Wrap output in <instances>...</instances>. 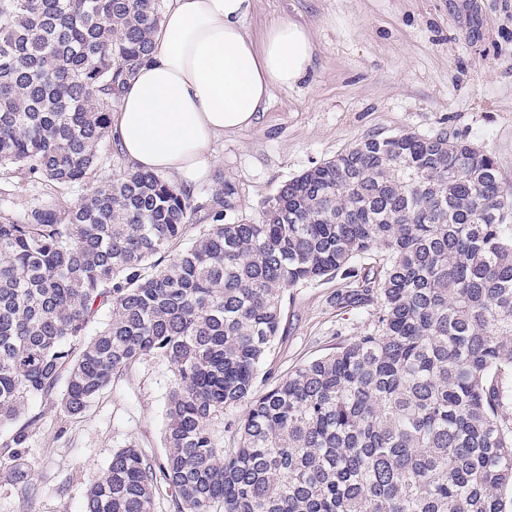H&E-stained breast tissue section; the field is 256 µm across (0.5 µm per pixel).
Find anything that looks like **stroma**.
Wrapping results in <instances>:
<instances>
[{
  "mask_svg": "<svg viewBox=\"0 0 512 512\" xmlns=\"http://www.w3.org/2000/svg\"><path fill=\"white\" fill-rule=\"evenodd\" d=\"M310 28L313 70L277 88L258 121L212 145L216 163L192 188L184 234L206 228L216 193L225 221L257 219L286 181L375 133L445 131L494 157L512 190V0H254V39L279 20ZM340 279L283 292V325L256 380L263 392L296 366L366 333L362 308H339ZM171 365L145 357L119 373L79 417L56 401L29 406L28 458L39 488L28 502L0 471V512H80L113 450L162 460Z\"/></svg>",
  "mask_w": 512,
  "mask_h": 512,
  "instance_id": "stroma-1",
  "label": "stroma"
}]
</instances>
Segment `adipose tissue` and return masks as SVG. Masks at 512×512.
I'll use <instances>...</instances> for the list:
<instances>
[{
	"label": "adipose tissue",
	"mask_w": 512,
	"mask_h": 512,
	"mask_svg": "<svg viewBox=\"0 0 512 512\" xmlns=\"http://www.w3.org/2000/svg\"><path fill=\"white\" fill-rule=\"evenodd\" d=\"M252 11L253 0H168L155 48L112 114V136L134 167L195 184L215 164L216 139L251 128L274 88L307 76L309 29L281 21L258 45Z\"/></svg>",
	"instance_id": "adipose-tissue-1"
}]
</instances>
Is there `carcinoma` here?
Instances as JSON below:
<instances>
[{"label":"carcinoma","instance_id":"1","mask_svg":"<svg viewBox=\"0 0 512 512\" xmlns=\"http://www.w3.org/2000/svg\"><path fill=\"white\" fill-rule=\"evenodd\" d=\"M162 0H0V170L79 202L0 209V467L36 496L28 405L83 414L147 356L172 367L166 454L112 451L81 512H512V192L440 132L373 134L212 224L169 262L189 194L103 174L112 107ZM383 255L360 273L354 258ZM342 276L371 329L254 393L282 293ZM95 335H88L92 325ZM249 404L224 425V409Z\"/></svg>","mask_w":512,"mask_h":512}]
</instances>
